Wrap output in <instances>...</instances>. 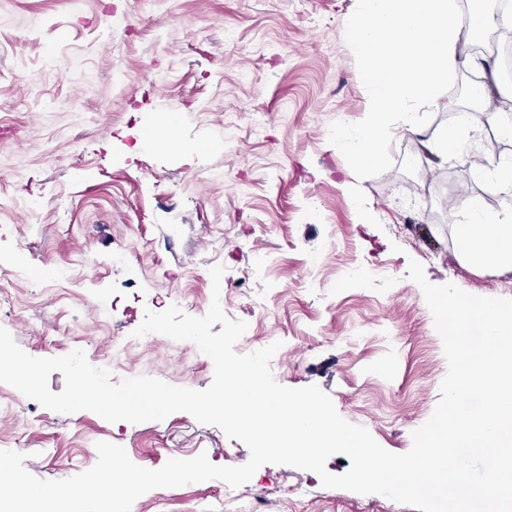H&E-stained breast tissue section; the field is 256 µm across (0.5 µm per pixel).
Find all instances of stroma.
<instances>
[{"mask_svg":"<svg viewBox=\"0 0 512 512\" xmlns=\"http://www.w3.org/2000/svg\"><path fill=\"white\" fill-rule=\"evenodd\" d=\"M353 11L354 0H0V271L18 280L0 327L34 357L77 340L105 360L154 294L204 316L221 265V307L248 324L236 352L280 342L278 383L318 386L383 448L407 452L447 372L408 262L431 283L512 299V274L457 261L449 214L468 196L492 209L512 196L473 179L463 158L408 175L427 156L395 130L380 162L355 166L336 138L367 105ZM482 73L459 71L420 110L427 135L451 124ZM162 115L178 148L145 127ZM125 245L127 261L113 264ZM100 295L122 310L100 317ZM113 375L203 390L214 367L194 343L151 333ZM115 429L0 383V450L20 449L37 478L91 468ZM119 444L148 469L201 453L217 466L250 458L185 412L127 424ZM286 479L311 482L309 495H283ZM241 490L228 506L220 480L158 488L132 512H254L260 501L263 512H415L286 465H263Z\"/></svg>","mask_w":512,"mask_h":512,"instance_id":"35a3bbf8","label":"stroma"}]
</instances>
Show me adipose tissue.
Returning <instances> with one entry per match:
<instances>
[{
  "mask_svg": "<svg viewBox=\"0 0 512 512\" xmlns=\"http://www.w3.org/2000/svg\"><path fill=\"white\" fill-rule=\"evenodd\" d=\"M489 22L482 9L464 14L459 0H355L352 46L364 63L360 79L368 101L364 120L341 129L337 139L356 164L381 157L388 125L419 133L418 107L434 101L459 69L472 64L465 45ZM473 95L482 103L479 116L453 122L421 146L443 160L469 157L474 177L494 174L511 190L512 156H480L476 143L487 126L512 138V113L490 104L486 85L474 88ZM453 228L456 257L464 266L512 273V205L492 210L481 197H468Z\"/></svg>",
  "mask_w": 512,
  "mask_h": 512,
  "instance_id": "ef3b65f1",
  "label": "adipose tissue"
}]
</instances>
